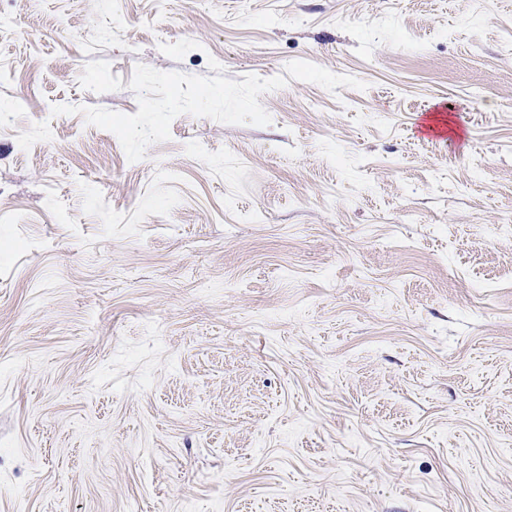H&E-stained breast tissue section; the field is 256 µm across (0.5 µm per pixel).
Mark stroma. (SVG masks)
<instances>
[{"label": "stroma", "instance_id": "1", "mask_svg": "<svg viewBox=\"0 0 512 512\" xmlns=\"http://www.w3.org/2000/svg\"><path fill=\"white\" fill-rule=\"evenodd\" d=\"M0 68V512H512V0H0Z\"/></svg>", "mask_w": 512, "mask_h": 512}]
</instances>
